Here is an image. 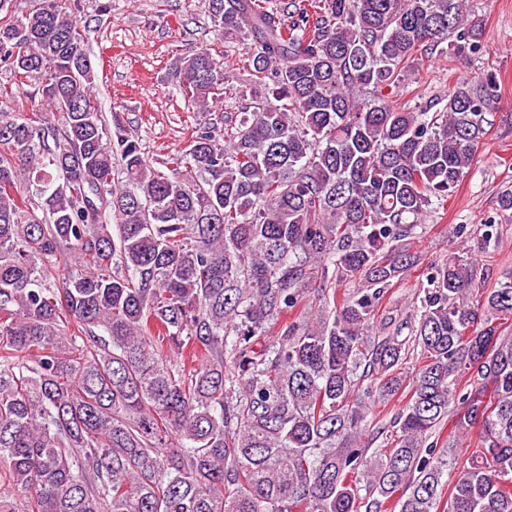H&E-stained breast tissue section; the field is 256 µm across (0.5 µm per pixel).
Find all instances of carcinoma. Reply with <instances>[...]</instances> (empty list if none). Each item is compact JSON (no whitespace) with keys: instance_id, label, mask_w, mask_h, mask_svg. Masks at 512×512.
<instances>
[{"instance_id":"cac0c4a2","label":"carcinoma","mask_w":512,"mask_h":512,"mask_svg":"<svg viewBox=\"0 0 512 512\" xmlns=\"http://www.w3.org/2000/svg\"><path fill=\"white\" fill-rule=\"evenodd\" d=\"M80 9L0 0V65L39 94L0 113V512H512V273L481 288L452 251L409 335H369L498 100L492 74L436 111L383 90L482 21L463 0H206L245 43L247 106L154 168L99 109ZM172 78L201 112L224 95L207 48Z\"/></svg>"}]
</instances>
